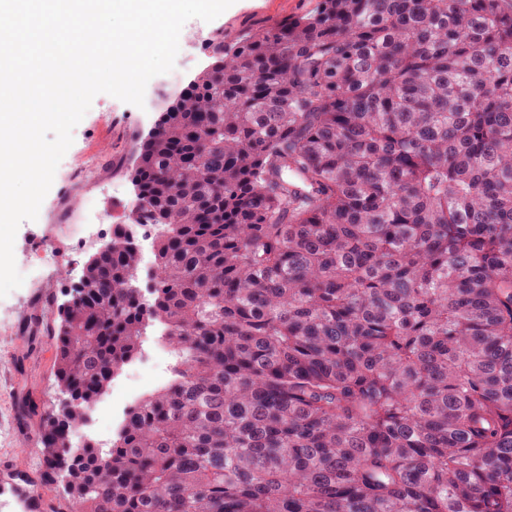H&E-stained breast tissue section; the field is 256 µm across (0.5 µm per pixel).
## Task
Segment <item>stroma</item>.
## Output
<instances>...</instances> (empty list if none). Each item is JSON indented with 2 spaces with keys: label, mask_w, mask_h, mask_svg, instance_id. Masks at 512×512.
I'll use <instances>...</instances> for the list:
<instances>
[{
  "label": "stroma",
  "mask_w": 512,
  "mask_h": 512,
  "mask_svg": "<svg viewBox=\"0 0 512 512\" xmlns=\"http://www.w3.org/2000/svg\"><path fill=\"white\" fill-rule=\"evenodd\" d=\"M318 3L235 0L213 21L192 19L185 23L175 66L149 81L144 107L104 93L94 97L73 131V143L57 167L37 220L22 222L16 234L15 262L25 280L0 298V462L36 477L42 473L41 418L64 399L54 383L49 332L91 256L80 242L83 205L92 203L102 215L103 241L111 240L113 225L128 223L135 194L127 167L138 140L154 127L168 97L185 90L211 62L210 48L190 47V40L199 34L228 42L242 39L264 26L314 13ZM91 154L100 159L97 183L68 188V172ZM50 236L58 241L56 281L40 294L35 287L42 268L31 259L45 248Z\"/></svg>",
  "instance_id": "obj_1"
}]
</instances>
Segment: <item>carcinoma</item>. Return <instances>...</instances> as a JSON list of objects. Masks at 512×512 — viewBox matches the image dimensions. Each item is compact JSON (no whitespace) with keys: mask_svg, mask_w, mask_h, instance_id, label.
<instances>
[{"mask_svg":"<svg viewBox=\"0 0 512 512\" xmlns=\"http://www.w3.org/2000/svg\"><path fill=\"white\" fill-rule=\"evenodd\" d=\"M54 321L67 512H512V0H321L228 47ZM164 387L74 430L146 329Z\"/></svg>","mask_w":512,"mask_h":512,"instance_id":"carcinoma-1","label":"carcinoma"}]
</instances>
